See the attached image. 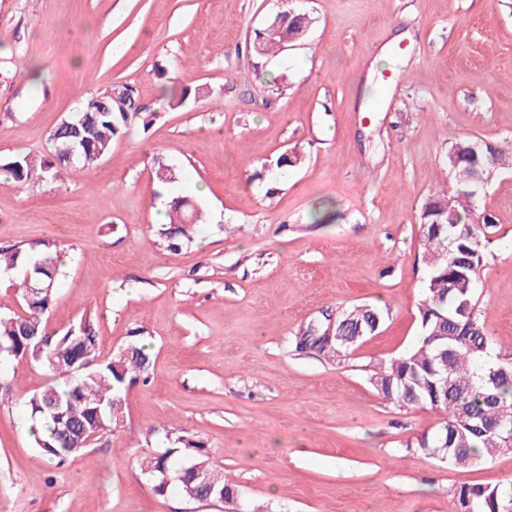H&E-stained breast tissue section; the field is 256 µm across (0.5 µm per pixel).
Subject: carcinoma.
I'll return each mask as SVG.
<instances>
[{"label": "carcinoma", "instance_id": "1", "mask_svg": "<svg viewBox=\"0 0 512 512\" xmlns=\"http://www.w3.org/2000/svg\"><path fill=\"white\" fill-rule=\"evenodd\" d=\"M289 35L307 29L312 19L299 10L280 12ZM282 50V36L266 29L256 34L253 51L258 55ZM136 93L129 87L109 97L101 93L84 101L90 111L77 112L67 123L79 126L83 143L68 137L66 123L51 133L53 157L30 154L15 156L0 166L7 181L34 185L73 160L90 166L106 156L113 139L122 135L129 120L138 118L147 127L154 112L135 107ZM470 139H462L448 149V167L454 174L455 190L450 196L433 194L423 203L418 221L424 246L427 274L418 302L420 333L414 345L378 367L371 376L376 389L393 404L428 407L442 413L444 420L417 441L424 455L454 467H469L508 447L512 438V363L487 361L490 342L479 322L476 293L480 270L485 266L486 247L496 225L483 217L478 206L483 184L476 172L486 177L497 166L512 164V157L490 145L475 159L464 158ZM448 207V216L438 210ZM169 223L158 233L165 238H189V231L202 223L201 210L189 196H176L167 212ZM61 250L54 242L36 247H0V268L13 275L23 313L0 316V362L30 359L62 379L24 401L30 419L42 424L32 430L35 447L62 464L85 449L86 439L95 432L117 429L124 421V394L137 379L148 374L150 349L143 339L100 359L99 343L91 319L73 330L57 335L48 332L49 312L59 284ZM44 292L33 296L32 285ZM380 323L379 310L371 306L348 309L336 318L334 337L309 336L320 352H346L358 341L373 334ZM144 474L157 482L168 473L170 482L156 490L160 496L177 487L188 497L192 473L208 477L211 500L230 501L234 497L224 475L208 465L203 445L179 436L174 446L146 458ZM457 499L470 498L476 512H504L512 506V482L499 486L461 485Z\"/></svg>", "mask_w": 512, "mask_h": 512}]
</instances>
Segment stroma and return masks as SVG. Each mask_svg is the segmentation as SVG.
Segmentation results:
<instances>
[{"mask_svg": "<svg viewBox=\"0 0 512 512\" xmlns=\"http://www.w3.org/2000/svg\"><path fill=\"white\" fill-rule=\"evenodd\" d=\"M289 4L313 17L307 36L255 54ZM116 41L131 50L113 55ZM116 85L156 121L132 120L92 168L1 180L0 245L58 243L49 330L90 318L105 357L143 333L152 366L123 424L59 466L22 424L50 373L0 365V512H454V487L512 479V450L469 468L421 454L442 414L370 382L419 334L418 214L452 187L450 146L512 147V0H0V165L49 155L79 101ZM161 161L207 214L175 247L158 233ZM479 206L496 232L478 317L507 363L512 170L492 171ZM363 304L382 319L346 356L298 346ZM181 435L204 444L233 504L155 495L141 460ZM279 19H275L270 23L268 30L277 28ZM267 30V27L256 34L253 41V51L257 55H269L282 51V36L273 35Z\"/></svg>", "mask_w": 512, "mask_h": 512, "instance_id": "obj_1", "label": "stroma"}]
</instances>
